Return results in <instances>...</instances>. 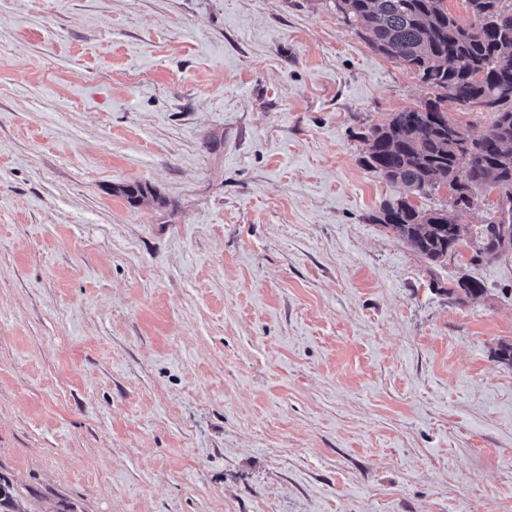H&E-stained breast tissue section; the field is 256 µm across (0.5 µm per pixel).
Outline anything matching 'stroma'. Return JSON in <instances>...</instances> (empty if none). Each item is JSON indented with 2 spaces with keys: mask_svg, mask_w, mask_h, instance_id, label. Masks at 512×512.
Segmentation results:
<instances>
[{
  "mask_svg": "<svg viewBox=\"0 0 512 512\" xmlns=\"http://www.w3.org/2000/svg\"><path fill=\"white\" fill-rule=\"evenodd\" d=\"M426 97L333 0H0L18 512H512V254L369 221Z\"/></svg>",
  "mask_w": 512,
  "mask_h": 512,
  "instance_id": "obj_1",
  "label": "stroma"
}]
</instances>
